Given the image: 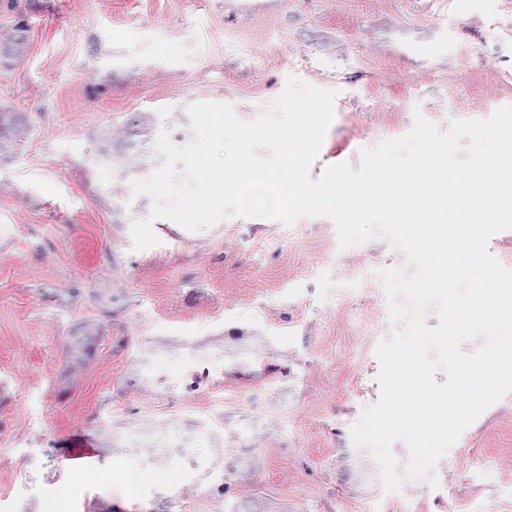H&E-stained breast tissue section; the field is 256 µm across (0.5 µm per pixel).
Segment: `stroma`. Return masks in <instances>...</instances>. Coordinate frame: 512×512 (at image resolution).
Here are the masks:
<instances>
[{"label":"stroma","mask_w":512,"mask_h":512,"mask_svg":"<svg viewBox=\"0 0 512 512\" xmlns=\"http://www.w3.org/2000/svg\"><path fill=\"white\" fill-rule=\"evenodd\" d=\"M13 27L0 107L31 133L0 159V428L25 435L0 455V512H512V393L433 484L386 490L351 437L380 396L376 349L405 328L386 240L341 247L327 217L131 236L152 208L133 184L160 132L193 140L194 103L251 121L288 77L336 90L321 148L354 166L416 117L446 134L512 105V0H0ZM216 398L223 423L198 440ZM72 448L97 454L68 472ZM150 468L162 483L120 480Z\"/></svg>","instance_id":"1"}]
</instances>
